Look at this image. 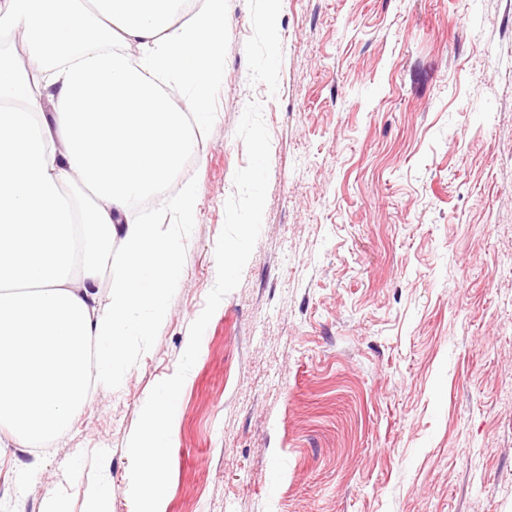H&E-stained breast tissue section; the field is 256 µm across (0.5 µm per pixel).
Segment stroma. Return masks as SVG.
<instances>
[{"instance_id": "obj_1", "label": "stroma", "mask_w": 512, "mask_h": 512, "mask_svg": "<svg viewBox=\"0 0 512 512\" xmlns=\"http://www.w3.org/2000/svg\"><path fill=\"white\" fill-rule=\"evenodd\" d=\"M252 100L262 229L184 382L163 512H512V0H224L211 120L175 180L196 214L142 205L183 277L64 436L0 447V512L52 487L85 512L101 463L134 512L127 443L215 284Z\"/></svg>"}]
</instances>
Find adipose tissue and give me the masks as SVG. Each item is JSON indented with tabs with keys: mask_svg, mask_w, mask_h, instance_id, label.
<instances>
[{
	"mask_svg": "<svg viewBox=\"0 0 512 512\" xmlns=\"http://www.w3.org/2000/svg\"><path fill=\"white\" fill-rule=\"evenodd\" d=\"M0 447L42 448L111 385L129 340L166 313L182 268L157 224L210 121L224 0H0ZM191 91V111L174 98ZM121 246L107 302L96 271Z\"/></svg>",
	"mask_w": 512,
	"mask_h": 512,
	"instance_id": "adipose-tissue-1",
	"label": "adipose tissue"
}]
</instances>
